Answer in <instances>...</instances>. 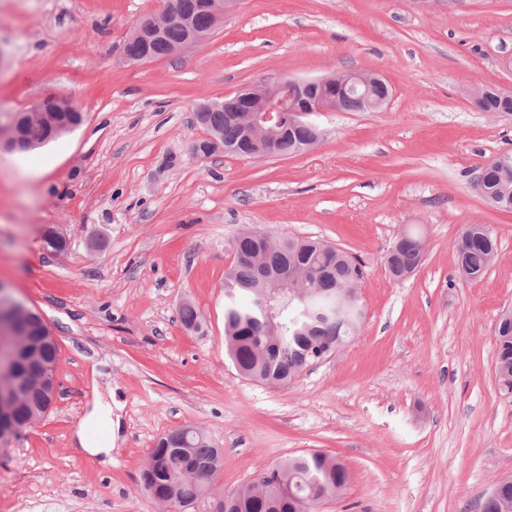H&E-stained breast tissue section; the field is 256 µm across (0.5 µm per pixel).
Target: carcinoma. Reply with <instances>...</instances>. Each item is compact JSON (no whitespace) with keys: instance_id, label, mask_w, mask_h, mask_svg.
Masks as SVG:
<instances>
[{"instance_id":"1","label":"carcinoma","mask_w":512,"mask_h":512,"mask_svg":"<svg viewBox=\"0 0 512 512\" xmlns=\"http://www.w3.org/2000/svg\"><path fill=\"white\" fill-rule=\"evenodd\" d=\"M181 20L168 25L148 42H126L128 56L158 60L174 54L188 38L185 21L208 24L203 0H174ZM485 112L512 114V97L489 95ZM194 120L207 132L219 134L223 152L241 146L243 132L222 107L194 110ZM26 137L38 144L54 139L52 129L30 125ZM317 141L309 127L289 132L279 143L282 155L306 150ZM481 193L486 198L512 192V152L497 157L492 167H480ZM234 261L224 274V347L235 370L244 378L286 388L320 356L331 357L360 331L364 311L351 293L365 276L364 266L348 252L319 240L300 237L273 239L261 230H246L233 242ZM497 251V240L483 224H469L455 244L459 275L480 279ZM421 238L404 234L387 250L388 274L400 279L424 262ZM22 322L37 348L39 360L57 365L59 346L39 334L43 319L35 312L24 317L0 307V330ZM185 329L202 328L190 304L180 309ZM495 369L502 388L512 394V308L495 328ZM53 397L40 390L28 393L16 407L15 420L26 425L42 418ZM224 461L217 447L198 427L185 424L160 437L141 471V488L175 512H316L325 501L339 498L348 471L339 459L308 450L281 460L237 491H220L215 478ZM476 512H512V479L495 483L476 503Z\"/></svg>"}]
</instances>
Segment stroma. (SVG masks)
Listing matches in <instances>:
<instances>
[{"mask_svg":"<svg viewBox=\"0 0 512 512\" xmlns=\"http://www.w3.org/2000/svg\"><path fill=\"white\" fill-rule=\"evenodd\" d=\"M160 0H0V113L44 95L84 114L72 132L0 153V284L37 309L60 347L50 411L0 445V512H166L142 492L156 440L192 424L224 450L230 491L315 449L349 472L318 512H472L512 477V395L494 324L512 308V212L474 188L512 151V115L478 87L512 89V0H240L205 44L144 64L122 57ZM381 72L376 112H322L311 151L190 154L199 103L281 76ZM496 259L455 271L465 225ZM320 239L365 266V321L288 388L245 379L224 349V273L244 229ZM68 241L57 253L46 230ZM417 233L426 260L393 280L384 255ZM203 329L185 330L184 303ZM112 399L108 463L73 433Z\"/></svg>","mask_w":512,"mask_h":512,"instance_id":"obj_1","label":"stroma"}]
</instances>
